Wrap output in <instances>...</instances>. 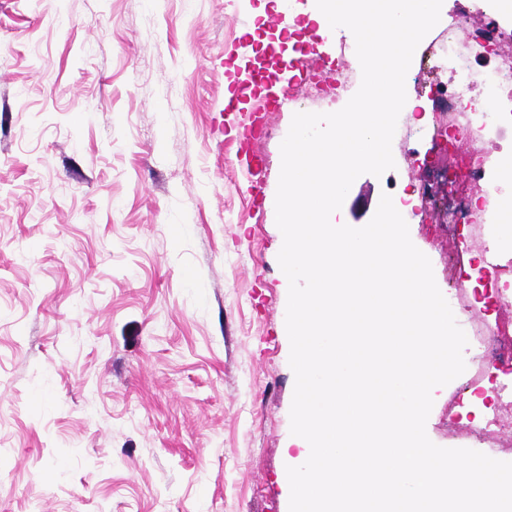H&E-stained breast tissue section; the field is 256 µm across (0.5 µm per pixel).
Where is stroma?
<instances>
[{"label": "stroma", "instance_id": "1", "mask_svg": "<svg viewBox=\"0 0 512 512\" xmlns=\"http://www.w3.org/2000/svg\"><path fill=\"white\" fill-rule=\"evenodd\" d=\"M259 0H0V512H286L295 376L282 233L253 209L224 87ZM447 74L414 68L413 134L359 176L340 218L368 223L445 165L431 138ZM254 145L266 197L297 112ZM413 244L469 341L426 433L512 462V430L476 429L486 324L512 323L474 269L512 286V228L414 213Z\"/></svg>", "mask_w": 512, "mask_h": 512}]
</instances>
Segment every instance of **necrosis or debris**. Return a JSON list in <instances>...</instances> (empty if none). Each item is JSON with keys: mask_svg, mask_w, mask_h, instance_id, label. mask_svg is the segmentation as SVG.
Returning a JSON list of instances; mask_svg holds the SVG:
<instances>
[{"mask_svg": "<svg viewBox=\"0 0 512 512\" xmlns=\"http://www.w3.org/2000/svg\"><path fill=\"white\" fill-rule=\"evenodd\" d=\"M512 21L492 16L484 25L468 28L464 14L442 25L438 36L426 37L421 47L428 63L447 67L448 83L440 92V109L432 113L435 136H455L468 142L459 152L448 185V214L452 224L496 226L493 198L500 175L483 150L500 125L512 124ZM491 103L484 116L472 107L474 96Z\"/></svg>", "mask_w": 512, "mask_h": 512, "instance_id": "1", "label": "necrosis or debris"}]
</instances>
